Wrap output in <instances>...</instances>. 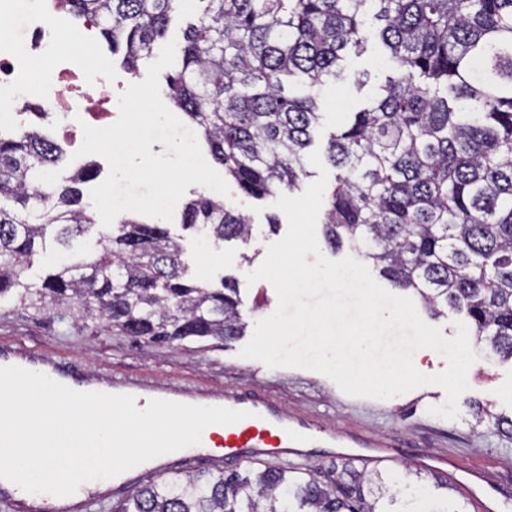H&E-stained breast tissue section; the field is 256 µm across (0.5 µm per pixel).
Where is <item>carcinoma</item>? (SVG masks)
I'll list each match as a JSON object with an SVG mask.
<instances>
[{
  "label": "carcinoma",
  "instance_id": "cac0c4a2",
  "mask_svg": "<svg viewBox=\"0 0 512 512\" xmlns=\"http://www.w3.org/2000/svg\"><path fill=\"white\" fill-rule=\"evenodd\" d=\"M95 20L131 73L163 39L179 0H63ZM183 29L169 98L202 132L212 159L243 194L293 190L308 176L304 151L318 97L348 58L367 51L365 20L389 52L391 73L350 112L326 147L337 170L325 239L349 244L394 287L428 309L463 316L471 335L512 359V0H196ZM61 149L34 128L0 136V297L95 318L135 341L228 344L248 326L232 279L185 278L181 244L162 224L124 218L106 228L96 257L73 241L96 227L79 185L45 171ZM183 226L216 241L248 240L247 217L204 194ZM69 258L40 285L22 282L34 255ZM512 436V417L477 407ZM384 484L348 457L319 477L292 465L161 477L111 512H391Z\"/></svg>",
  "mask_w": 512,
  "mask_h": 512
}]
</instances>
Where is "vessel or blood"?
<instances>
[{
  "mask_svg": "<svg viewBox=\"0 0 512 512\" xmlns=\"http://www.w3.org/2000/svg\"><path fill=\"white\" fill-rule=\"evenodd\" d=\"M18 366L48 375L53 380L80 392H103L133 396L137 408H145L153 399H163L198 406H220L247 411L248 416L233 424H214L204 429L200 444L178 450L176 455H162L146 461L112 480L111 490L80 486L66 497L36 495L0 479V512H91L93 506L106 503L112 493L137 486L169 472L174 467L190 468L206 461L220 470L241 459L277 458L301 461L321 453L336 457L344 449L362 448L383 462L399 456L402 445L366 429L336 431L309 412L288 410L285 403L268 393L253 389L227 390L199 381L180 384L154 374L139 377L105 379L75 362H62L55 355L24 345L0 341V367ZM423 468L440 473L456 467L454 457L445 453L418 452ZM462 484L465 498L474 512H498V502L477 494V486L489 482L487 466L467 467Z\"/></svg>",
  "mask_w": 512,
  "mask_h": 512,
  "instance_id": "obj_1",
  "label": "vessel or blood"
}]
</instances>
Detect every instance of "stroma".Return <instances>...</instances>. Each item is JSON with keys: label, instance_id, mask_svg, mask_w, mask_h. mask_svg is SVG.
<instances>
[{"label": "stroma", "instance_id": "stroma-1", "mask_svg": "<svg viewBox=\"0 0 512 512\" xmlns=\"http://www.w3.org/2000/svg\"><path fill=\"white\" fill-rule=\"evenodd\" d=\"M62 43L83 51L87 57H107L113 84L129 85L142 81L147 61H140L137 73H128L120 56L111 55L106 42L95 39L93 45L71 41L61 34ZM370 79L362 89L354 81L362 72ZM386 69L381 53L370 48L368 53L351 57L346 70L336 82L320 92L321 118L312 132L313 148H325L339 126L346 107L356 106L373 97L376 85ZM224 203L241 212L252 222L249 240L217 242L194 231L183 229L181 217H174L168 228L184 248L188 277L207 283H219L231 276L238 282L242 311L248 324L272 314L278 298L274 287L265 280L247 283L246 275L264 260L268 244L280 240L287 222L270 228L266 217L274 211L273 198L256 200L231 189ZM11 338L34 348L54 352L60 357L82 362L105 375H143L156 372L184 384L209 381L227 387H258L280 398L289 409L310 410L330 425H361L380 435L395 434L408 442L411 453L399 456L394 464L368 463L366 471L407 475V485L395 488L397 499L429 492L437 496L459 498L456 482L442 487L428 477H418L419 469L413 452L420 448H436L455 456L460 466L471 462L488 463L497 471L507 487L504 512H512V438L491 426H475L474 404L490 411L512 416V361H504L487 349L477 350V359L467 375L469 388L458 400V416L449 420L431 415L430 407L442 405L444 390L424 385L389 399L353 397L345 394L331 379L305 368H268L254 359L240 357L245 339L228 345L213 340H185L173 344L135 343L120 332L97 321L20 306L13 296L0 298V339Z\"/></svg>", "mask_w": 512, "mask_h": 512}]
</instances>
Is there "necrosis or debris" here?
I'll return each instance as SVG.
<instances>
[{"label":"necrosis or debris","instance_id":"obj_1","mask_svg":"<svg viewBox=\"0 0 512 512\" xmlns=\"http://www.w3.org/2000/svg\"><path fill=\"white\" fill-rule=\"evenodd\" d=\"M45 2V7L24 16L25 50L0 37V96L22 100L15 116L23 123L41 108L65 117L72 127L81 119L106 121L111 116L107 105L112 100L107 66L71 51L60 52L53 39L63 30V10L58 0ZM45 60L50 68L43 78H36L34 66ZM90 86L99 92L97 101L88 98L86 89Z\"/></svg>","mask_w":512,"mask_h":512}]
</instances>
